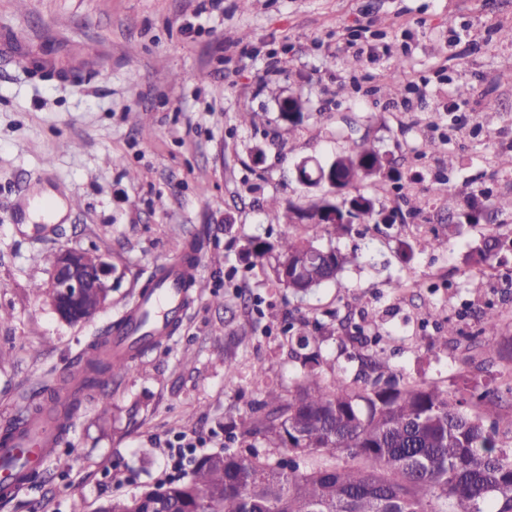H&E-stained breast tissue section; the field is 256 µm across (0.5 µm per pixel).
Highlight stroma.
Instances as JSON below:
<instances>
[{"label":"stroma","mask_w":512,"mask_h":512,"mask_svg":"<svg viewBox=\"0 0 512 512\" xmlns=\"http://www.w3.org/2000/svg\"><path fill=\"white\" fill-rule=\"evenodd\" d=\"M508 27L512 0H0V33L15 39L0 53V426L41 401L44 369L64 373L157 266L190 241L204 258L173 337L86 393L54 457L25 490L0 496V512H97L158 486L166 442L180 433L201 438L205 454L243 448L227 423L259 397L252 370L284 391L303 373L286 334L300 318L324 326L322 375L355 376L359 352H375L414 383L453 390L469 376L512 412V360L480 370L464 362L485 304L512 335V252L481 273L465 261L476 229L437 252L408 258L400 248L416 225L443 229L467 192L512 197V42L497 35ZM349 29L376 48L354 68ZM393 72L405 86L425 84L380 94ZM270 84L302 95L300 124L281 119ZM488 96L498 102L489 121ZM241 112L257 114L259 128L240 126ZM365 136L392 156L403 195L422 209L416 225L359 224L333 239L344 251L369 243L372 254L339 288L295 296L248 269L244 236L307 232L267 210V197L306 207L331 194L303 187L296 163L350 151ZM429 137L448 138L453 163L441 153L417 159ZM259 143L268 146L261 161ZM45 170L67 214L29 225ZM62 247L97 251L115 269L109 306L84 325L61 321L39 290ZM443 317L461 330L444 345ZM349 322L378 344H350Z\"/></svg>","instance_id":"1"}]
</instances>
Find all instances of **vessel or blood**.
<instances>
[{"mask_svg":"<svg viewBox=\"0 0 512 512\" xmlns=\"http://www.w3.org/2000/svg\"><path fill=\"white\" fill-rule=\"evenodd\" d=\"M201 261L197 252L183 248L179 257L156 269L158 288L141 297L136 307L127 310L119 326L113 327L110 351L116 357L134 355L137 347L155 346L170 331L169 319L183 303L186 286L199 282ZM75 416L68 395L56 398L54 409L30 418L10 433H0V494L19 493L25 486L23 462L50 457L63 437L60 414Z\"/></svg>","mask_w":512,"mask_h":512,"instance_id":"b4317fda","label":"vessel or blood"}]
</instances>
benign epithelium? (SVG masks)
Returning a JSON list of instances; mask_svg holds the SVG:
<instances>
[{
  "label": "benign epithelium",
  "instance_id": "7a95c632",
  "mask_svg": "<svg viewBox=\"0 0 512 512\" xmlns=\"http://www.w3.org/2000/svg\"><path fill=\"white\" fill-rule=\"evenodd\" d=\"M112 273V265L102 254L73 248L56 252L47 295L59 318L71 324L80 306L104 309L112 290Z\"/></svg>",
  "mask_w": 512,
  "mask_h": 512
}]
</instances>
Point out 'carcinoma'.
Returning <instances> with one entry per match:
<instances>
[{
    "instance_id": "carcinoma-1",
    "label": "carcinoma",
    "mask_w": 512,
    "mask_h": 512,
    "mask_svg": "<svg viewBox=\"0 0 512 512\" xmlns=\"http://www.w3.org/2000/svg\"><path fill=\"white\" fill-rule=\"evenodd\" d=\"M318 170L336 176L345 189L367 179L376 185L399 181L366 137ZM326 209L336 211V223L308 224L306 236L245 237L241 253L249 268H270L273 282L296 295L331 283L340 288L339 274L362 254L357 248H323L319 237L345 235L355 223L391 226L419 214L416 205L405 215L362 193L324 198L307 212L313 216ZM485 221L483 205L471 192L447 225L448 235ZM507 245L512 247L509 235L483 234L467 264L491 268ZM481 324L488 337L481 362L503 357L497 309H483ZM308 326L299 322V349L291 350L308 367L295 390L283 397L268 387L260 369L254 384L262 398L248 413L230 419L229 427L240 430L242 438L261 441L264 454L229 448L204 454L187 479L163 485V504L150 489L115 497L99 512H512V452L500 440L501 428L512 433V416L500 413L489 392L475 383L454 392L413 384L375 355L362 362L354 379L335 375L325 383L318 371L320 355L304 352ZM107 342L103 334L91 336L76 354L84 362L80 390L132 371L136 357L113 359L105 352ZM469 398L479 408L475 414L463 410Z\"/></svg>"
}]
</instances>
